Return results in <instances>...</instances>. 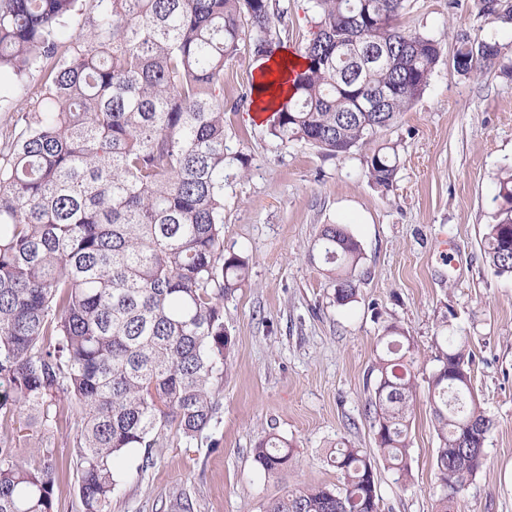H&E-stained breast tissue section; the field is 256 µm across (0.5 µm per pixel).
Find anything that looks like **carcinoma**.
<instances>
[{"instance_id": "cac0c4a2", "label": "carcinoma", "mask_w": 512, "mask_h": 512, "mask_svg": "<svg viewBox=\"0 0 512 512\" xmlns=\"http://www.w3.org/2000/svg\"><path fill=\"white\" fill-rule=\"evenodd\" d=\"M316 34L304 69L273 112L269 133L328 156H345L395 125L425 92L440 43L400 23L405 0H309ZM482 17L512 22V9L477 0ZM77 17L84 29L63 33ZM280 0H0V75L38 74L32 110L0 127V512H57L52 450L24 460L17 442L48 427L67 399L74 422L83 512H108L113 472L125 453L154 463L165 430L202 437L224 378V297L248 276L246 258L224 251V68L249 39L271 58L284 48ZM499 56L496 42L457 35L453 68L467 75ZM399 154L366 157L373 185L393 188ZM486 253L512 276V169ZM315 249L329 264L336 302L354 300L358 241L326 224ZM368 402L375 440L407 477L413 382L410 337L391 325ZM428 377L439 442V510L481 468L493 419L476 403L472 354L447 336ZM254 460L288 470V441L263 436ZM336 487L310 486L263 512H381L373 466L338 448Z\"/></svg>"}]
</instances>
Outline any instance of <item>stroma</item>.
<instances>
[{"label": "stroma", "mask_w": 512, "mask_h": 512, "mask_svg": "<svg viewBox=\"0 0 512 512\" xmlns=\"http://www.w3.org/2000/svg\"><path fill=\"white\" fill-rule=\"evenodd\" d=\"M405 27L437 39L442 56L423 95L373 146L397 145L393 189L372 184L358 150L327 156L282 143L246 99L264 62L241 50L224 70V129L232 167L224 193V249L249 260L247 280L224 300L232 345L224 356L220 407L201 439L168 430L154 463L127 454L114 471L110 512H261L287 491L335 486L330 455L367 452L382 512H436L438 439L428 401L436 339L464 336L474 353L473 387L494 420L484 464L454 512H512V277L485 256L498 208L499 176L512 167V24L485 20L475 0H417ZM495 40L497 60L468 76L451 66L456 36ZM327 224L346 225L361 246L355 300L339 305L313 246ZM455 244L444 262L438 244ZM411 338L415 396L410 478L384 460L366 412L389 325ZM288 440L293 464L268 475L254 460L261 436ZM49 448L60 512H81L73 434L43 428L24 455Z\"/></svg>", "instance_id": "obj_1"}]
</instances>
